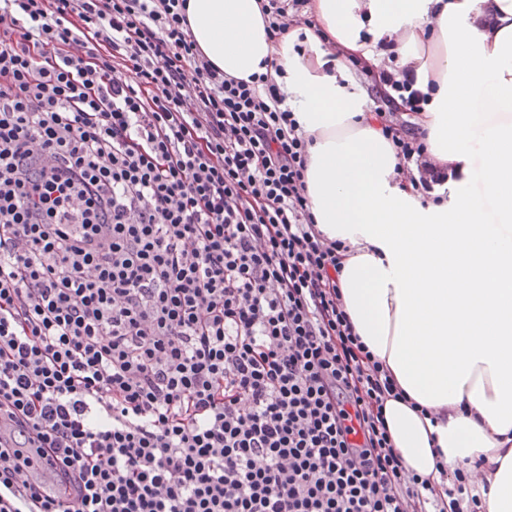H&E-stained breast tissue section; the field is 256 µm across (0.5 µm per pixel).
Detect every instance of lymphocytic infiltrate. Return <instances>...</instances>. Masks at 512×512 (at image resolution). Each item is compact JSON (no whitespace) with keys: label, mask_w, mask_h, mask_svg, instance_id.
I'll list each match as a JSON object with an SVG mask.
<instances>
[{"label":"lymphocytic infiltrate","mask_w":512,"mask_h":512,"mask_svg":"<svg viewBox=\"0 0 512 512\" xmlns=\"http://www.w3.org/2000/svg\"><path fill=\"white\" fill-rule=\"evenodd\" d=\"M186 5L0 0V512H460L484 459L406 476L310 139L272 73L205 60ZM307 5L260 3L277 39ZM357 66L412 189L458 179L414 71ZM30 455L69 494L21 483Z\"/></svg>","instance_id":"f902f5d3"}]
</instances>
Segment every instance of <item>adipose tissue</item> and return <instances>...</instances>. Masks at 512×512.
Returning <instances> with one entry per match:
<instances>
[{"label":"adipose tissue","instance_id":"obj_1","mask_svg":"<svg viewBox=\"0 0 512 512\" xmlns=\"http://www.w3.org/2000/svg\"><path fill=\"white\" fill-rule=\"evenodd\" d=\"M260 0H187L203 55L248 79L276 59L311 136L316 223L347 245L342 299L357 336L403 390L385 418L408 474L484 456L480 512H512V0H314L315 26L274 39ZM413 66L430 99L428 151L479 191L439 201L406 186L350 60ZM344 55H337V48ZM435 418L420 416V408Z\"/></svg>","mask_w":512,"mask_h":512}]
</instances>
